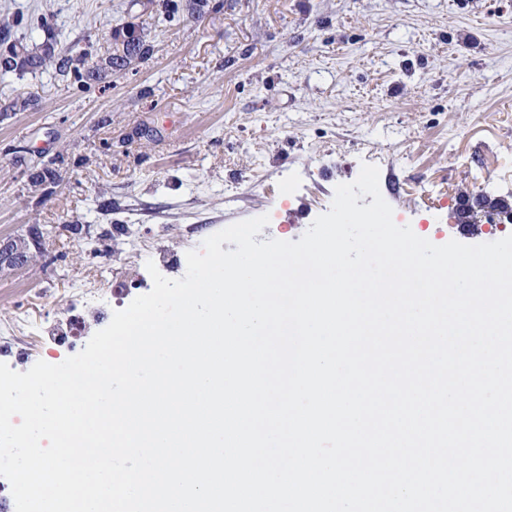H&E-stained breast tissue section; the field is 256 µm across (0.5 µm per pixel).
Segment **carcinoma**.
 Instances as JSON below:
<instances>
[{
  "label": "carcinoma",
  "instance_id": "cac0c4a2",
  "mask_svg": "<svg viewBox=\"0 0 512 512\" xmlns=\"http://www.w3.org/2000/svg\"><path fill=\"white\" fill-rule=\"evenodd\" d=\"M19 24L15 17L0 18V45L9 46L8 51L0 53V74L24 76L37 72H51L56 76L70 74L90 87L99 83L108 75L131 65L135 60H145L151 54V46L141 37L133 23L117 28L110 33L115 48L108 57L89 63L88 53L76 52L62 55L56 51L57 40L49 33L48 25L41 24L44 38L41 40L18 37L11 39V30Z\"/></svg>",
  "mask_w": 512,
  "mask_h": 512
}]
</instances>
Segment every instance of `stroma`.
<instances>
[{
    "mask_svg": "<svg viewBox=\"0 0 512 512\" xmlns=\"http://www.w3.org/2000/svg\"><path fill=\"white\" fill-rule=\"evenodd\" d=\"M4 13L45 16L59 49L95 60L130 22L152 48L88 91L0 76V108L30 102L0 122V238L35 224L58 256L0 271V363L15 371L61 363L110 323L114 299L86 305V281L116 277L140 296L123 245L93 253L117 226L148 232L178 279L187 226L207 237L279 199L299 240L315 196L354 181L374 147L383 198L400 225H437L433 244L458 236L449 198L512 204V0H208L196 23L130 0H0ZM57 154L62 182L33 185L30 168ZM288 181L311 188L277 195ZM76 223L91 236L65 232ZM21 314L30 335L6 333ZM75 314L86 328L71 338Z\"/></svg>",
    "mask_w": 512,
    "mask_h": 512,
    "instance_id": "1",
    "label": "stroma"
}]
</instances>
